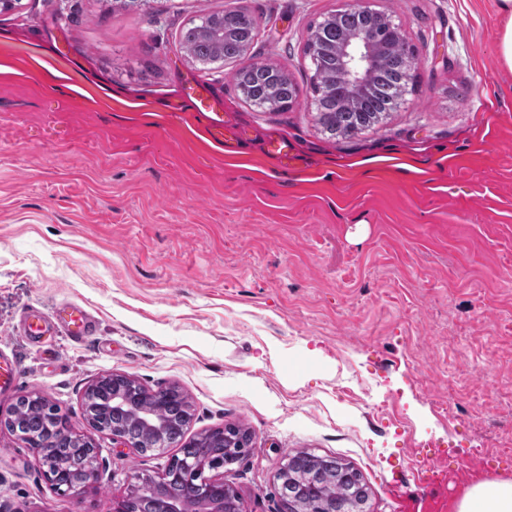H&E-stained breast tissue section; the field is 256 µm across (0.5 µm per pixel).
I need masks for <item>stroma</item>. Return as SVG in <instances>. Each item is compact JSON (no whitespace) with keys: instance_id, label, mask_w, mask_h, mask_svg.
<instances>
[{"instance_id":"obj_1","label":"stroma","mask_w":512,"mask_h":512,"mask_svg":"<svg viewBox=\"0 0 512 512\" xmlns=\"http://www.w3.org/2000/svg\"><path fill=\"white\" fill-rule=\"evenodd\" d=\"M416 49L398 107L337 138L319 125L308 33L342 0H19L0 11V353L87 429L84 391L121 372L179 386L187 437L234 423L224 479L284 512L300 451L354 468L366 512H451L512 480V72L498 0H359ZM243 9L248 61L281 66L267 110L235 63L189 61L180 31ZM211 110L194 111L191 96ZM231 115L227 137L213 128ZM286 141L293 163L269 146ZM68 301L95 335L30 343L25 311ZM99 479L57 492L0 427V504L114 512L175 448L97 437Z\"/></svg>"}]
</instances>
